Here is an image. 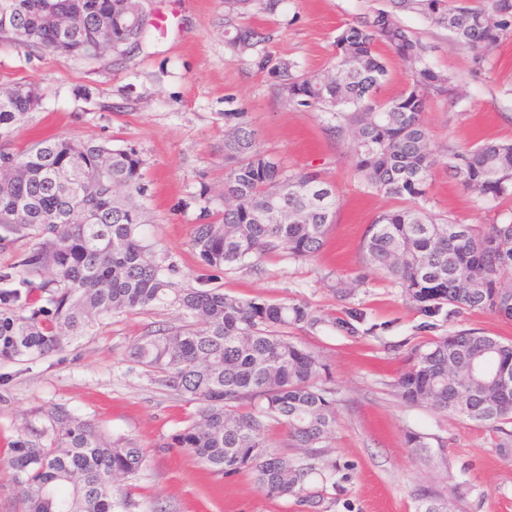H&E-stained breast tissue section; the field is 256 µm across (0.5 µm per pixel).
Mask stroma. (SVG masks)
<instances>
[{"mask_svg":"<svg viewBox=\"0 0 512 512\" xmlns=\"http://www.w3.org/2000/svg\"><path fill=\"white\" fill-rule=\"evenodd\" d=\"M386 0H283L276 14L251 7L249 23L268 30L272 60L321 73L334 57L344 23ZM152 27L123 64L111 56L87 59L31 50L0 41V90L16 82L37 85L42 101L10 134L17 153L48 137L92 139L132 147L144 160L149 188L145 237L166 258L184 288L224 289L237 297L303 302L326 318L345 304L363 308L371 334L348 336L327 323L294 328L295 341L318 352L329 368L336 428L303 498L271 499L253 472L216 475L179 448L173 434L198 406L159 389L130 357L131 345L159 327L180 324L183 311L159 303L133 313L106 315L63 351L35 361L0 362V512H25L7 461L34 408L63 405L105 430L136 438L147 449L134 479L133 512H419L416 491L433 489L448 512H512V422L498 426L404 403L395 383L410 349L427 335L476 330L512 341V322L471 310L452 322L423 328L425 317L387 278L357 282L361 245L390 199L372 193L350 174L348 145L327 136L326 114L288 107L268 71L232 56L224 37V0H152ZM399 21L426 46L431 68L448 74L454 101L435 99L425 114L438 151H463L482 140L512 143V35L490 56L489 70L470 72L469 54L447 31L402 13ZM245 113L262 148L291 171L316 170L337 190L341 206L324 248L309 259L285 252L257 258L255 267L215 270L192 246L208 209L224 204V115ZM433 211L462 224L512 221V196L491 203L435 168L429 179ZM353 283L349 302L338 282ZM422 436L420 450L409 434Z\"/></svg>","mask_w":512,"mask_h":512,"instance_id":"stroma-1","label":"stroma"}]
</instances>
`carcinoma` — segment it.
I'll use <instances>...</instances> for the list:
<instances>
[{"mask_svg":"<svg viewBox=\"0 0 512 512\" xmlns=\"http://www.w3.org/2000/svg\"><path fill=\"white\" fill-rule=\"evenodd\" d=\"M253 0H224V34L235 55L270 70L294 108L330 115V135L347 138L352 175L398 206L381 212L362 243L364 272L389 276L428 318L448 320L485 309L512 322V223L460 224L426 207L428 179L442 166L481 202L512 195V144L484 141L441 155L430 146L424 114L435 96L454 97L448 75L426 62V46L400 25L398 13L420 16L448 31L470 53L480 75L488 50L512 29V0H389L341 27L327 78L271 64L264 33L243 25ZM98 0H0V14L18 21L13 43L45 49L47 8L71 14L73 55L106 53L121 63L137 41L112 29V43L95 40ZM388 46L410 81L391 101L378 98ZM0 96V140L29 114L20 94ZM244 113L226 112L224 207L196 227L192 245L209 267L242 266L253 256L284 250L314 256L324 245L341 202L315 171L290 172L260 149ZM14 174L0 181V241L34 238L36 247L15 271L0 274V361H31L62 350L102 315L179 305L192 321L138 339L131 354L159 387L199 405L172 436L217 475L255 473L271 499L300 497L315 473L317 448L336 427L334 391L321 384L319 355L288 335L290 327L324 322L304 303L238 298L221 288H182L165 273L154 244L142 234L147 188L136 149L91 140L46 138L20 153L0 151ZM51 277L40 283L36 273ZM347 303L332 325L357 335L366 313ZM489 352L490 369H512V342L481 332L431 336L416 346L396 381L401 399L496 425L512 421V388L496 376L468 375L470 360ZM287 429L291 446L309 449L297 464L267 451L270 423ZM146 461L134 438L113 435L63 405L39 408L14 445V472L25 512H131L124 483Z\"/></svg>","mask_w":512,"mask_h":512,"instance_id":"cac0c4a2","label":"carcinoma"}]
</instances>
